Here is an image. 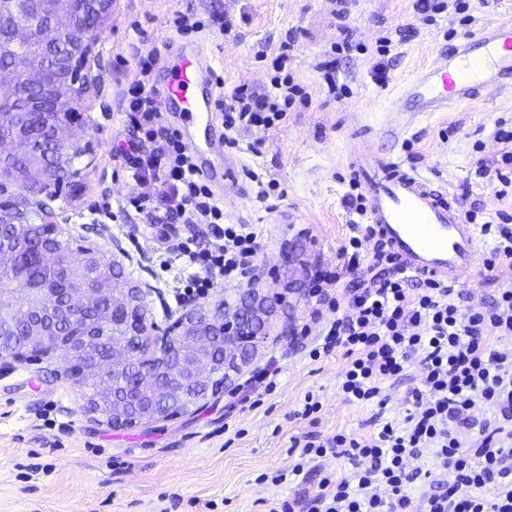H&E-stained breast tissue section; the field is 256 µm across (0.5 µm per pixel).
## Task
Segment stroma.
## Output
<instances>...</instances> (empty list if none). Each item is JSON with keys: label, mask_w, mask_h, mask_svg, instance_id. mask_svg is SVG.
<instances>
[{"label": "stroma", "mask_w": 512, "mask_h": 512, "mask_svg": "<svg viewBox=\"0 0 512 512\" xmlns=\"http://www.w3.org/2000/svg\"><path fill=\"white\" fill-rule=\"evenodd\" d=\"M199 7L230 19L229 32L206 29L185 36L166 20L183 10L186 0H112V13L95 46L92 74L99 90L84 105V122L94 139L91 156L77 160L83 192L57 202L64 217V240L79 244L91 209H111L113 221L99 225L97 244H121L127 279L150 283L151 318L176 319L181 312L178 280L181 263L160 265L164 242L183 236L185 225L141 223L125 213L126 197L135 191L126 151L132 136L124 94L140 58L154 54L152 80L165 88L163 65L174 45L205 43L215 76L225 87L268 83V58L290 40L295 52L290 70L309 87L312 101L298 106L287 123L265 137L257 152H236L242 169V193L224 215L232 224H255L262 231L259 285L286 292L271 321V334L233 387L182 415L149 424L115 428L91 410L88 389L75 384L56 364L13 365L0 369V512H261L265 499L300 501L319 478L308 474L273 485L271 476L288 470L298 457L292 437L344 429L358 435L376 431L378 418L403 419L405 395L417 375L385 385L384 406L351 405L337 390L341 353L311 360L293 332L319 321L310 317L308 295L313 271L334 267L350 237L362 231L344 197L350 172L344 156L352 147L348 128L360 125L364 142H372L392 96L453 47L458 34L490 22L512 20V0L486 5L471 0L470 19L460 25L453 10L433 21L414 14L411 0H350L343 15L332 13V0H196ZM387 36L388 80H373L370 52L376 38ZM352 48L338 54L337 84L342 98L329 94L318 64L334 55L342 40ZM512 127V95L488 93L469 108L421 117L404 135L398 152L412 150L413 162L426 175L444 179L464 205L494 213L502 206L496 185L475 176L476 162L499 145L495 123ZM271 182L270 202L261 207V182ZM477 271L466 286L453 287L451 298L478 307L497 289L512 288V266L491 265L494 242L480 237ZM287 264L288 275L272 280L271 267ZM278 367L273 390L253 385L252 376L266 365ZM319 397L316 420L301 417L306 393ZM249 403H240L241 395Z\"/></svg>", "instance_id": "obj_1"}]
</instances>
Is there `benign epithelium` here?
I'll return each mask as SVG.
<instances>
[{
    "instance_id": "7a95c632",
    "label": "benign epithelium",
    "mask_w": 512,
    "mask_h": 512,
    "mask_svg": "<svg viewBox=\"0 0 512 512\" xmlns=\"http://www.w3.org/2000/svg\"><path fill=\"white\" fill-rule=\"evenodd\" d=\"M112 0H0V269L19 286L0 289V357L56 361L114 428L186 412L233 384L232 374L268 335L276 303L258 279L233 304L185 300L161 329L144 298L160 289L121 282V261L92 244L62 250L54 203L76 196L75 160L94 145L82 122L98 91L86 64ZM112 336V349L98 340ZM158 369L137 371L148 342ZM127 374L124 389L114 385Z\"/></svg>"
}]
</instances>
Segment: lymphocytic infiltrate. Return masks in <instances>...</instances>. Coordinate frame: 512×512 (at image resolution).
<instances>
[{
    "label": "lymphocytic infiltrate",
    "instance_id": "lymphocytic-infiltrate-1",
    "mask_svg": "<svg viewBox=\"0 0 512 512\" xmlns=\"http://www.w3.org/2000/svg\"><path fill=\"white\" fill-rule=\"evenodd\" d=\"M292 42L285 41L273 61L268 85L242 83L219 94L224 141L236 147L242 132L266 135L288 120L310 95L288 68ZM154 56L136 68L126 94L127 117L135 131L129 143L136 174L151 175L153 189L128 202L151 224L208 226L206 235L190 233L166 248L163 267L178 260L191 272L188 292L203 293L215 279L242 282L256 270L260 236L251 224H228L211 184L199 174L176 135L167 133L157 109L158 88L150 79ZM501 150L479 159L475 175L498 184L499 198L512 197V130H498ZM342 248L335 269L316 273L310 295L313 316L324 317L321 347L311 358L341 350L345 359L338 389L345 402L384 404L383 386L419 366L421 377L406 395L403 421L387 420L369 437L339 431L293 438L301 451L289 474L326 457L352 461L353 477L325 472L316 490L295 504L269 502L268 512H410L408 494L422 483L423 512H512V289L488 304L462 308L442 283L412 279L393 268L367 265L361 280L341 287L342 277L360 265L362 242ZM431 451L434 467L413 461Z\"/></svg>",
    "mask_w": 512,
    "mask_h": 512
}]
</instances>
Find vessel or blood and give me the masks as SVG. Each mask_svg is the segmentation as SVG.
Listing matches in <instances>:
<instances>
[{
  "label": "vessel or blood",
  "instance_id": "b4317fda",
  "mask_svg": "<svg viewBox=\"0 0 512 512\" xmlns=\"http://www.w3.org/2000/svg\"><path fill=\"white\" fill-rule=\"evenodd\" d=\"M512 93V22L503 21L466 32L392 100L377 132L380 147L353 150L346 163L366 201V218L377 241L402 273L432 277L452 286L465 284L477 269L480 252L476 227L470 224L446 183L422 175L396 150L404 130L419 117L475 101L480 91ZM217 87L212 65L199 47H178L168 70L165 103L175 105L187 121L211 127ZM237 164L225 157L223 172L210 162L198 169L224 192L239 185Z\"/></svg>",
  "mask_w": 512,
  "mask_h": 512
}]
</instances>
